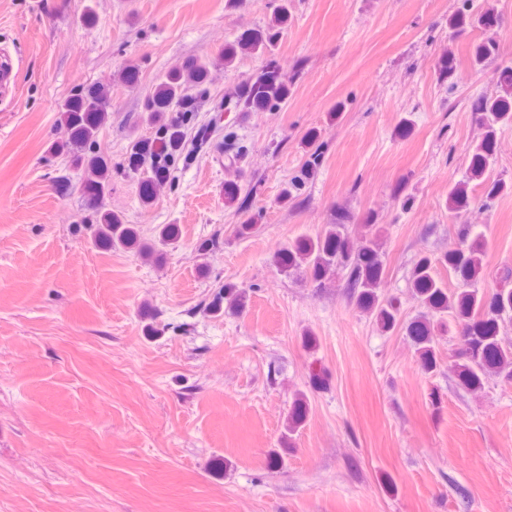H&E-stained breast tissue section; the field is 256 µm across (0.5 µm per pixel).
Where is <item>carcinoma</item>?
I'll return each instance as SVG.
<instances>
[{"mask_svg":"<svg viewBox=\"0 0 512 512\" xmlns=\"http://www.w3.org/2000/svg\"><path fill=\"white\" fill-rule=\"evenodd\" d=\"M462 0V6L448 18V28L454 37L464 34L475 24L494 28L501 25L499 18L486 14L493 8L489 0ZM288 21V0H282L271 23L261 29L224 46L222 58L229 67L238 54L257 56L271 54L279 37V27ZM500 56L499 43L487 38L475 45L471 54L473 70L480 72ZM209 63L191 60L184 67L167 72L143 103L147 122L155 127V137L134 143L128 156L127 169L141 175V199L150 203L153 188L165 181L171 171L190 166L199 152L211 144L209 128H193L201 100L206 95L204 83ZM440 78L448 80V89L457 86L456 64L450 54L438 61ZM495 88L475 97L471 111L478 113L482 129L480 139L472 146L465 179L448 190V210L455 216L467 209L475 198L469 195V184L477 181L480 200L489 204L499 196L512 192V181L490 176L496 163L498 136L512 126V65H505L494 73ZM292 80L271 70L239 83L224 96L226 112H262L284 103L291 93ZM110 99L99 86H82L60 106L62 121L69 130L68 138L56 141L50 147L54 155H64L72 165L84 168L89 178L85 184L88 194L99 199L112 177L107 160L99 154V138L106 125ZM309 150L299 174L288 181L281 200L290 201L300 195L307 182L314 178L323 161V146L318 144L317 132L307 134ZM236 149L228 156L236 162L246 151L240 144L232 126L224 127V149ZM347 217L343 214L313 236L297 238L288 247L273 255L274 264L289 274H305L316 283L330 273L344 271L352 298L362 312L374 319L378 328L388 333L400 329L411 342L421 370L431 374L440 366L438 338L432 320L434 315H448L457 327V347L452 354L451 368L455 385L467 393H476L490 379L512 385V342L502 336L506 318L512 319V288L500 287L492 291L478 288L485 276L486 241L480 234H472L467 224L457 228V241L437 260L419 256L410 271L409 288L414 298L427 310V314L404 322L398 299L383 292L386 270L380 250L383 230L366 219L365 235L355 244L348 237ZM85 223L94 228L96 246L108 250L129 249L151 260L161 258L155 246L140 238L132 224L125 223L121 215L96 204ZM448 270L456 288L448 290L438 278L435 264ZM245 292L226 282L213 295L207 311L214 316L224 310L239 312L245 305ZM308 413V398L296 394L288 414L287 431L293 434L304 423Z\"/></svg>","mask_w":512,"mask_h":512,"instance_id":"1","label":"carcinoma"}]
</instances>
